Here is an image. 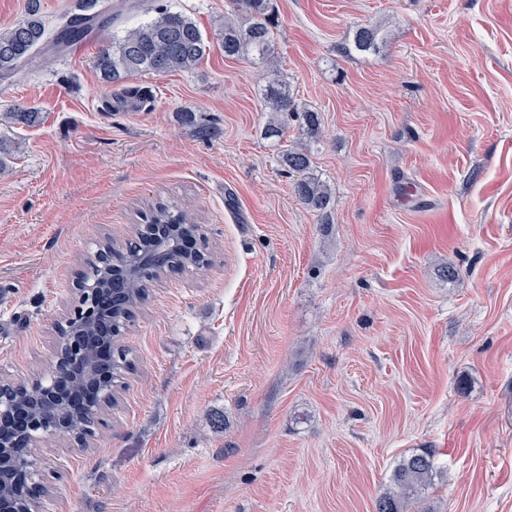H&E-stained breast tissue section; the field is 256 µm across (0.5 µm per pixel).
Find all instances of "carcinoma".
Wrapping results in <instances>:
<instances>
[{
	"instance_id": "carcinoma-1",
	"label": "carcinoma",
	"mask_w": 512,
	"mask_h": 512,
	"mask_svg": "<svg viewBox=\"0 0 512 512\" xmlns=\"http://www.w3.org/2000/svg\"><path fill=\"white\" fill-rule=\"evenodd\" d=\"M84 15L68 17L53 29L47 28L40 13V0H28L23 19L0 29V76L6 78L22 66H41L42 57H51L57 47L68 46L83 39L99 19L108 26L105 34L118 22L121 11L103 8L100 0H81ZM234 17L224 18L217 42L224 56L246 59L267 70L262 99L270 118L263 127L264 137L280 142L288 118L298 119L312 135L319 134V113L299 101L297 95L273 67L276 58L272 0H231ZM382 30L375 25L359 26L345 51L370 52L381 40ZM211 50L197 23L186 13L157 6L154 16L121 36L112 35V46L102 50L94 62L100 79L112 85V109L119 111L144 110L153 103V94L146 87L131 86L128 79L135 74H165L184 72L196 67ZM7 124L34 126L40 122V112L34 108L18 107L3 115ZM281 166L297 175L293 191L305 206L326 218L332 204L329 186L313 172L308 153L298 148L279 151ZM178 224L191 231L196 222L188 210L161 206L147 224L138 230L139 236L125 243L112 245V328L123 326L131 310L144 300L149 285L162 276L151 263L162 259L166 271L183 268L180 238L171 248L157 250L154 241L169 235L168 225ZM212 265L210 242L197 238V253L191 266L198 270ZM105 368L127 369L129 350L112 348L99 353ZM436 476L435 452L426 449L403 458L393 470L389 486L374 501V512H428L422 505L423 494Z\"/></svg>"
}]
</instances>
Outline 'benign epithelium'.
<instances>
[{
	"instance_id": "7a95c632",
	"label": "benign epithelium",
	"mask_w": 512,
	"mask_h": 512,
	"mask_svg": "<svg viewBox=\"0 0 512 512\" xmlns=\"http://www.w3.org/2000/svg\"><path fill=\"white\" fill-rule=\"evenodd\" d=\"M109 280L101 278L89 285L81 283L75 296L81 300L102 298ZM87 319L69 325L71 314L60 313L55 319L57 341L48 366L27 376L0 374V484L11 478L35 488L43 487L41 454L44 438L61 428L70 431L72 447L90 448L95 441L93 425L103 421L118 397L112 371L99 365L96 350L120 342L112 335V312L87 309ZM97 395L88 406L89 417L70 412V403L81 388ZM24 438L29 456L16 452V442Z\"/></svg>"
}]
</instances>
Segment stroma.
<instances>
[{"mask_svg": "<svg viewBox=\"0 0 512 512\" xmlns=\"http://www.w3.org/2000/svg\"><path fill=\"white\" fill-rule=\"evenodd\" d=\"M161 2L208 38L232 9ZM273 4L315 138L292 121L265 139L263 70L216 47L131 77L154 94L137 112L113 111L97 32L0 78V112L41 111L0 124L1 372L46 367L84 255L158 204H188L214 249L137 309L94 447L45 441L41 512H373L425 448L431 512H512V0ZM370 24L378 49L346 52ZM288 146L330 186L328 225L295 197Z\"/></svg>", "mask_w": 512, "mask_h": 512, "instance_id": "35a3bbf8", "label": "stroma"}]
</instances>
